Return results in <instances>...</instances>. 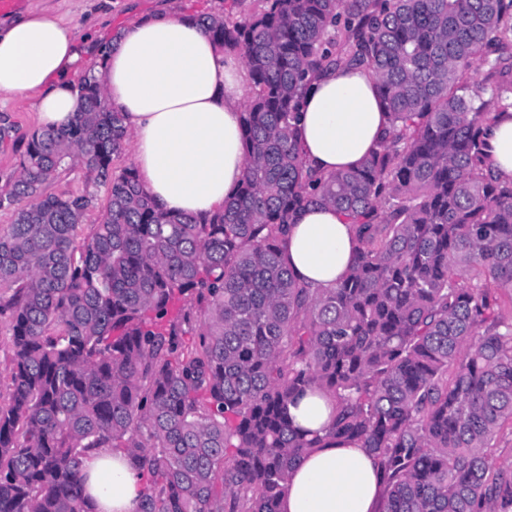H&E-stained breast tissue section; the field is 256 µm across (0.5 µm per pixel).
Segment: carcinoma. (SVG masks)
Masks as SVG:
<instances>
[{"instance_id":"1","label":"carcinoma","mask_w":512,"mask_h":512,"mask_svg":"<svg viewBox=\"0 0 512 512\" xmlns=\"http://www.w3.org/2000/svg\"><path fill=\"white\" fill-rule=\"evenodd\" d=\"M259 2L242 21L199 18L252 76L242 182L208 215L159 210L133 166L112 174L129 133L102 70L81 77L70 125L19 139L0 121V142L23 147L0 193L22 204L0 229V512H96L90 448L141 471L142 512H279L301 458L346 441L377 461L385 512H512V473L491 458L512 425V178L484 141L512 110V0ZM352 66L377 75L388 129L357 168L319 173L295 136L307 76ZM75 164L91 187L46 194ZM316 204L354 243L318 295L283 249ZM308 391L330 398L323 435L293 424ZM10 318L0 316V401L7 402L10 393V367L13 359Z\"/></svg>"}]
</instances>
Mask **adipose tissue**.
<instances>
[{
    "instance_id": "obj_1",
    "label": "adipose tissue",
    "mask_w": 512,
    "mask_h": 512,
    "mask_svg": "<svg viewBox=\"0 0 512 512\" xmlns=\"http://www.w3.org/2000/svg\"><path fill=\"white\" fill-rule=\"evenodd\" d=\"M105 55V92L134 141L143 190L167 213L221 208L242 179L241 103L250 84L242 59L212 40L198 19L157 12L111 43L83 23L32 7L0 24V96L30 98L40 127L60 128L81 109L77 76L86 45ZM378 80L366 69H331L309 85L296 123L309 165L330 173L356 168L388 128ZM487 152L512 176V112L486 136ZM294 274L320 293L353 262L352 237L334 207L295 214L284 243ZM296 427L324 431L331 409L309 392L290 408ZM98 512H140L143 476L120 452L89 449L83 458ZM385 487L365 449L336 443L308 453L291 473L280 512H384Z\"/></svg>"
}]
</instances>
